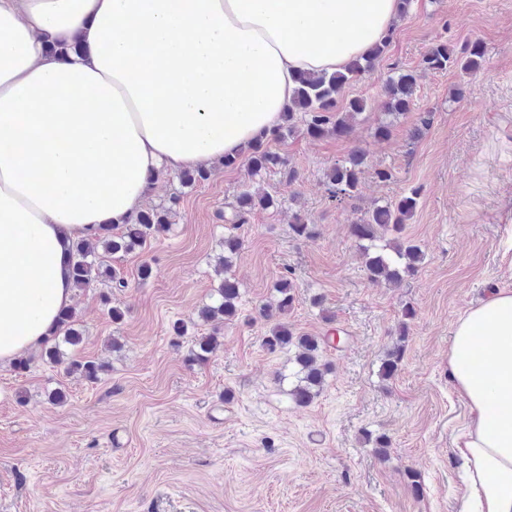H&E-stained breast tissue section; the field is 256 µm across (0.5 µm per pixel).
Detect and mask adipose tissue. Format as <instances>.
Instances as JSON below:
<instances>
[{
	"label": "adipose tissue",
	"instance_id": "1",
	"mask_svg": "<svg viewBox=\"0 0 512 512\" xmlns=\"http://www.w3.org/2000/svg\"><path fill=\"white\" fill-rule=\"evenodd\" d=\"M395 0H0V364L71 306L69 253L162 170L269 137L297 73L390 33ZM463 512H512V290L455 322Z\"/></svg>",
	"mask_w": 512,
	"mask_h": 512
}]
</instances>
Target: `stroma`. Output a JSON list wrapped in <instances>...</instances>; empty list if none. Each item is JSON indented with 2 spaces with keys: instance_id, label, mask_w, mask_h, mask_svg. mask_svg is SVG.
<instances>
[{
  "instance_id": "obj_1",
  "label": "stroma",
  "mask_w": 512,
  "mask_h": 512,
  "mask_svg": "<svg viewBox=\"0 0 512 512\" xmlns=\"http://www.w3.org/2000/svg\"><path fill=\"white\" fill-rule=\"evenodd\" d=\"M441 37L458 49L482 42L483 69L420 71ZM393 67L416 71L414 106L378 140L372 131L385 118L382 85ZM460 86L468 93L458 99ZM344 96L368 101L350 136L275 142L298 173L294 183L216 163L192 187L159 173L144 204L179 194L170 232L112 258L125 287L97 283L73 297L78 354L108 362V372L92 384L39 359L21 376L0 366V512H461L466 487L452 446L468 410L448 380V344L456 319L489 289H512L501 249L512 215V0H417L374 75ZM427 110L432 125L411 139ZM357 150L366 172L357 198L341 204L327 194L324 174ZM379 169L392 179L379 181ZM410 186L421 198L405 234L424 264L400 287L370 282L350 226L374 201ZM245 189L277 193L282 204L236 229L240 314L220 326L223 344L211 360L192 366L188 349L205 328L178 337L172 326L210 302L233 230L225 205ZM298 216L315 224V238L292 235ZM145 262L156 274L143 281ZM283 275L296 284L285 317L294 332L337 329L343 338L324 348L331 372L304 406L288 396L292 352L263 344L269 326L259 308ZM105 291L124 309L121 323L109 318ZM316 294L323 309L310 305ZM406 305L415 317L402 367L386 380L380 366ZM115 336L118 352L108 346ZM58 389L65 403H49ZM380 434L391 441L384 457L374 444ZM411 471L420 492L408 483Z\"/></svg>"
}]
</instances>
